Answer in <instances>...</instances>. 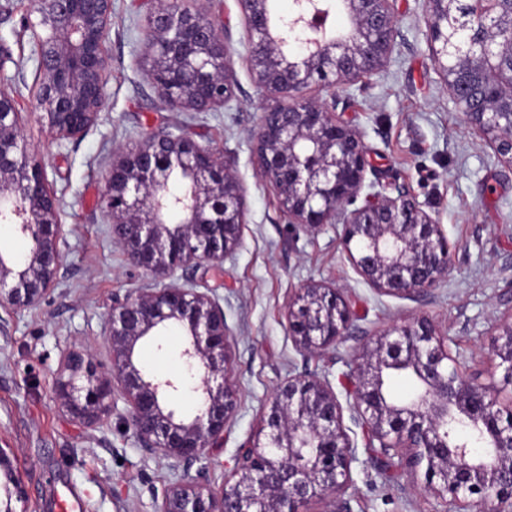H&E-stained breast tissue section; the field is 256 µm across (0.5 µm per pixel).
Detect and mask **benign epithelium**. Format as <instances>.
I'll use <instances>...</instances> for the list:
<instances>
[{
    "label": "benign epithelium",
    "instance_id": "benign-epithelium-1",
    "mask_svg": "<svg viewBox=\"0 0 512 512\" xmlns=\"http://www.w3.org/2000/svg\"><path fill=\"white\" fill-rule=\"evenodd\" d=\"M244 17L245 62L273 102L253 134L263 180L279 198L288 223L316 229L341 222V244L358 275L376 293L419 300L447 280L456 248L442 225L401 189L390 196L367 180L372 165L363 135L336 116V85L378 74L399 37L393 0H340L345 35L328 28L334 0H292L274 15L273 0H237ZM426 0V38L437 73L464 120L512 167V0ZM38 93L35 108L60 139L80 136L106 100L111 59L105 48L112 0H31ZM142 51L148 83L179 112H215L239 87L223 24L186 0H157L144 21ZM362 204L348 206L357 199ZM101 206L112 241L128 264L151 273L154 285L112 301L105 330L111 368L99 372L85 353L63 354L55 395L66 412L97 428L117 399L136 447L169 462L174 480L153 491L154 512H308L327 500L329 512H351L358 446L344 425V406L361 427L371 463L424 474V487L444 512H512V314L491 337L499 379L481 383L429 317L381 332L358 324L338 288L309 283L288 297V335L304 357L336 359L350 339L345 398L327 376L290 375L275 389L259 431L240 445L221 487L207 467L190 470L224 444L239 411L229 382V328L224 305L199 288L190 271L233 255L245 223L235 158L167 127L119 148L106 175ZM61 203L46 185L43 164L22 135L14 97L0 90V224L26 240L27 252L0 250V308L19 313L39 305L64 265ZM182 332L181 359L200 373L195 405L181 413L173 399L178 376L138 364L147 343ZM86 378L88 386L77 385ZM397 378L414 382L407 399L392 392ZM4 510L26 512V490L0 449ZM23 504L20 510L11 501Z\"/></svg>",
    "mask_w": 512,
    "mask_h": 512
}]
</instances>
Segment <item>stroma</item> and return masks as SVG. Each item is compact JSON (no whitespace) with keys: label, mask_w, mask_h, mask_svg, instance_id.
I'll return each mask as SVG.
<instances>
[{"label":"stroma","mask_w":512,"mask_h":512,"mask_svg":"<svg viewBox=\"0 0 512 512\" xmlns=\"http://www.w3.org/2000/svg\"><path fill=\"white\" fill-rule=\"evenodd\" d=\"M188 5L219 20L231 35L239 81L231 106L205 113L166 106L138 63L141 25L154 2L113 0L104 109L79 138L58 141L31 109L37 90L31 32L36 18L28 0H0V49L23 66L0 74V90L20 104L24 138L61 202L65 229L64 266L54 291L39 306L7 315L0 330V448L26 487L28 512H64L72 493L82 512H153L152 489L173 477L167 461L145 456L123 429L125 403H118L108 426L90 428L62 411L54 393L57 363L68 350L85 349L109 365L104 332L113 300L153 283L113 244L100 210L114 149L148 129L168 127L234 152L245 194L236 252L224 263L204 262L191 272L198 287L215 289L224 299L231 378L241 400L223 447L208 451L203 460L212 486L222 484L236 448L258 430L262 406L282 380L309 372L328 374L335 383L350 370L352 343L338 347L333 364L294 349L287 301L306 283L341 289L360 326L371 331L428 315L483 383L493 370L489 336L512 314L502 299L512 284V168L497 161L450 100L430 56L425 0H397L399 37L384 70L336 89V113L362 132L381 182L403 186L437 216L458 247L447 281L419 300L381 296L369 288L342 250L341 225L311 231L287 223L251 150L267 94L242 58L244 21L237 0H188ZM359 457L347 492L352 512H442L440 499L424 491L421 479L378 470L368 463L367 452Z\"/></svg>","instance_id":"obj_1"}]
</instances>
